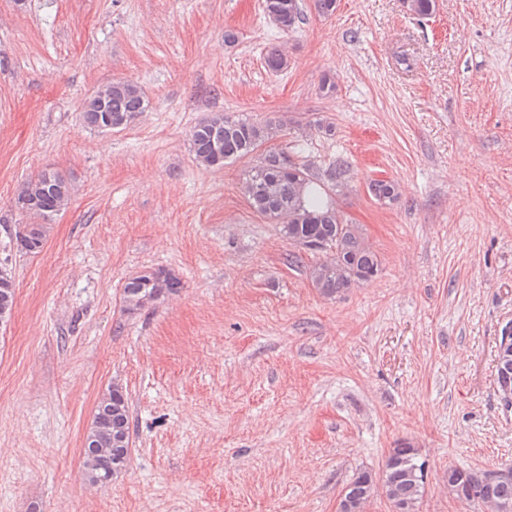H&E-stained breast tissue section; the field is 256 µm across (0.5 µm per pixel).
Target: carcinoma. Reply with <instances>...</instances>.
Instances as JSON below:
<instances>
[{"mask_svg": "<svg viewBox=\"0 0 512 512\" xmlns=\"http://www.w3.org/2000/svg\"><path fill=\"white\" fill-rule=\"evenodd\" d=\"M410 14L420 18L434 15L438 0H403ZM263 15L282 34L295 31L305 20L301 0H262ZM265 68L280 73L288 67L285 54L277 47L263 57ZM149 108V100L138 84L114 80L97 89L82 106V120L90 128L107 130L105 117L112 119V128L134 124ZM286 120L270 116L256 119L244 115L216 113L197 123L190 132L191 151L195 161L206 168L222 167L224 163L255 154L265 143L277 136ZM288 148H271L261 154L258 163L246 174L245 195L254 212L271 224L281 225V232L293 244L306 246L321 240L328 247L325 259L310 271L313 286L325 297H335L359 282L374 278L381 259L356 224L344 220L332 198L318 189L320 179L310 164H288ZM368 193L377 201L392 203L399 199L396 183L374 179ZM70 199L66 177L54 169H44L26 180L14 195L13 205L24 201L20 210L30 222L21 224L14 233L13 245L23 254H37L43 248L47 221L59 213ZM181 280L169 269L148 267L129 277L122 288L123 309L133 313L146 304L176 293ZM15 305V284L0 283V310L12 315ZM512 377V356H502L496 365L498 396H504L502 383ZM109 402H98L94 416L112 432V446L83 448V470L88 482L95 484L101 476H117L127 467L130 452V421L127 398L115 386L108 387ZM419 463V450L407 442L391 449L381 476L361 471L348 483L346 494L364 506L382 487L391 504L400 501L416 509L422 499L425 482L413 476ZM448 489L456 496L473 498L472 504L490 512L512 508V477L489 484L484 474L458 468L448 469Z\"/></svg>", "mask_w": 512, "mask_h": 512, "instance_id": "cac0c4a2", "label": "carcinoma"}]
</instances>
